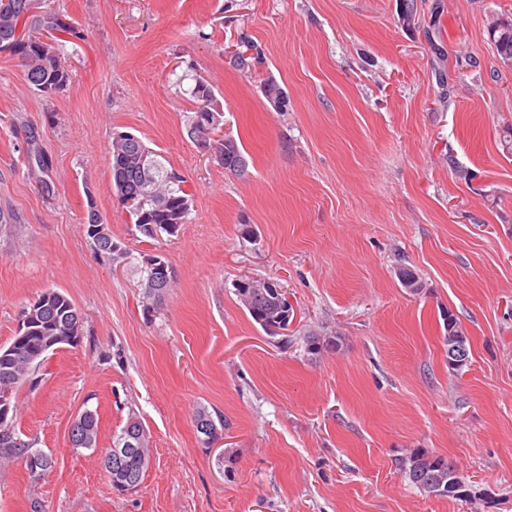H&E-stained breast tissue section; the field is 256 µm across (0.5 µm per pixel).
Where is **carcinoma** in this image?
Instances as JSON below:
<instances>
[{"mask_svg":"<svg viewBox=\"0 0 512 512\" xmlns=\"http://www.w3.org/2000/svg\"><path fill=\"white\" fill-rule=\"evenodd\" d=\"M30 0H0V53H6L21 63L24 76L37 94L49 97L64 89L71 75L59 68L62 64L58 56L59 46L65 40H82L84 32L75 22L67 19L60 4L50 2V7L40 14L28 12ZM66 33V38L56 36V32ZM489 35L494 41L500 61L507 67L512 66V19L494 17L489 24ZM56 43L53 52L41 50V37ZM230 62L242 72L252 74L264 64V51L245 31L240 30L236 42V52L230 56ZM183 79L190 81L182 93L195 101V109L188 116L187 135L192 140H203L210 128L211 114L218 112L214 106L215 96L206 82L196 80L188 74ZM214 154L224 169L242 173L247 161L237 142L229 146H217ZM112 182L118 200L128 210L135 229L145 238L156 240L168 233L167 225L180 227L186 222L189 212V197L182 187L184 178L173 167L162 161V156L151 149L137 136L117 135L111 148ZM85 224H101L99 237L92 238L97 251L115 263L128 259V251L112 240L109 224L95 208L88 206ZM142 286L146 305L162 303L171 288L172 279L160 281L152 277V269L144 264L140 267ZM41 304L26 305L22 317L29 321V339L14 346L12 355L0 359V387H13V412H18V392L26 380L40 372L44 356L40 352L46 338L61 336L64 331L80 324L78 335H83V317L75 304L63 293L48 290ZM236 295L245 306L251 318L260 326H265L269 317L285 312L275 288H265L263 293L253 296L242 289H236ZM448 337L446 343L453 345L466 337L453 313L445 314ZM306 349L317 354L323 349H335L334 340L325 339L317 333L305 336ZM77 420L81 421L78 435L71 439L75 448L90 449L96 447L99 434V418L91 409L84 410ZM202 422L208 423L212 437L222 438L224 416L213 415L207 409L200 408L193 415L194 427ZM134 430L141 438L136 450L124 457V472L128 479L140 484L150 465V440L135 414H130L120 433L114 438V444H120L129 430ZM400 469L409 483L427 495L462 498L466 489L448 487V460L428 451L416 450L402 459Z\"/></svg>","mask_w":512,"mask_h":512,"instance_id":"1","label":"carcinoma"}]
</instances>
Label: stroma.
Instances as JSON below:
<instances>
[{
    "label": "stroma",
    "instance_id": "1",
    "mask_svg": "<svg viewBox=\"0 0 512 512\" xmlns=\"http://www.w3.org/2000/svg\"><path fill=\"white\" fill-rule=\"evenodd\" d=\"M67 87L45 98L0 53V345L25 305L65 294L84 317L19 393L16 428L55 460L0 469V512H512V67L488 35L512 0H62ZM259 73L224 53L239 30ZM196 71L248 161L222 167L186 132L175 82ZM288 97L285 111L265 82ZM131 131L185 178L174 236L141 241L113 185L112 134ZM133 256H98L88 207ZM168 263L142 301V257ZM419 290L405 288L401 268ZM277 281L294 318L272 334L235 294ZM470 344L448 367L445 312ZM339 347L308 353V332ZM99 417L96 448L72 422ZM224 416L200 444L197 409ZM150 434L139 487L102 460L129 414ZM452 461L479 495L429 496L398 462ZM236 47L228 48L227 54L230 56V62L242 72L252 75L260 65L265 63L264 51L257 42L245 31L240 30L237 36ZM140 272L142 275V286L144 288V299L147 306H153L161 304L165 295L171 288L172 278L171 276L164 281L152 277V268H149L147 263L142 261ZM81 421L78 435L70 438L74 448H95L99 434V418L96 411L85 409L78 417Z\"/></svg>",
    "mask_w": 512,
    "mask_h": 512
}]
</instances>
